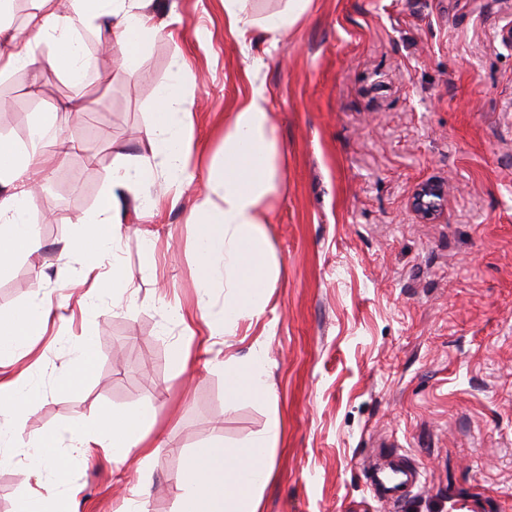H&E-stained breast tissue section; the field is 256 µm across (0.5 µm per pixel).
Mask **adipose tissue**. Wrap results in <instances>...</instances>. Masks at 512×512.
<instances>
[{
  "mask_svg": "<svg viewBox=\"0 0 512 512\" xmlns=\"http://www.w3.org/2000/svg\"><path fill=\"white\" fill-rule=\"evenodd\" d=\"M151 2L72 0L71 11L64 14L60 0H37V10L29 16L24 34L10 33L0 25V38L10 45L9 52L0 55V75L33 65L35 46L47 41L53 47L48 64L70 82H83L92 62L83 51L79 34L98 28L106 18L112 21L122 67L127 74H135L143 36L165 26L150 12ZM251 2L222 0L230 30L241 36L259 30L274 38L293 30L312 0H285L283 8L262 16L253 13ZM174 58L177 76L156 92L147 131L150 154H118L112 186L96 212L82 219L83 233L74 241V249L93 255L108 251L121 235V207L128 194L148 187L156 170H164L175 183L192 184L191 114L180 77L186 61L179 52ZM263 66L262 57H247L244 71L254 82L251 94L225 126L222 157L213 163L191 211L197 227L201 277L207 284H224V307L219 312H210L208 298L199 300L205 323L212 329L229 331L241 318L261 314L265 290L278 271L266 230L270 201L278 190L279 168L266 91L256 82ZM68 148L67 142L57 141L49 148L35 142L22 150L0 138V268L15 256L40 250L37 227L28 219L35 192L30 179L32 174L48 173ZM49 315V309L30 305L17 311L9 322L0 321V367L12 364L30 339L41 333ZM266 375V358L259 351L246 362L224 366L225 387L232 393L268 397ZM22 403L19 388L0 383V446L32 454L42 463H54L56 481H64L68 475L58 461V449L66 440L80 449L95 445L111 449L118 459L134 451L146 456L151 453L146 439L156 422L152 405L125 414L106 412L90 429L65 427L27 443L23 440ZM279 430L280 420L274 417L265 431L244 443L229 447L217 437L192 449L179 477L178 512H258V493L271 476L269 450L276 444Z\"/></svg>",
  "mask_w": 512,
  "mask_h": 512,
  "instance_id": "ef3b65f1",
  "label": "adipose tissue"
}]
</instances>
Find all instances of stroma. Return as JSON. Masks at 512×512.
Returning a JSON list of instances; mask_svg holds the SVG:
<instances>
[{
  "label": "stroma",
  "instance_id": "obj_1",
  "mask_svg": "<svg viewBox=\"0 0 512 512\" xmlns=\"http://www.w3.org/2000/svg\"><path fill=\"white\" fill-rule=\"evenodd\" d=\"M176 20L141 47L136 76L112 51V30L81 33L94 77L51 69L49 48L21 82L0 76V138L31 143L36 117L56 112L48 139L71 148L35 197L31 223L46 249L0 273V315L45 302L51 316L30 352L0 368L24 375L33 398L25 439L102 410L153 403L151 456L113 459L62 445L60 512H123L143 492L148 512H177L185 455L214 436L236 445L281 430L259 512H512V0H312L277 44L243 43L221 0H155ZM182 51L192 112V186L156 174V216L135 198L122 238L95 269L61 242L112 183L118 151L146 154L158 86ZM258 75L280 151L281 182L267 226L279 269L262 314L233 334L208 328L196 228L198 189L224 148V127ZM73 101L85 111H68ZM448 196L432 223L411 207L419 184ZM132 281L121 297L113 274ZM91 337L96 377L60 379ZM186 354L173 361L175 348ZM268 358L272 396L228 394L221 364ZM403 455L423 482L397 506L375 498L365 471ZM51 466L0 447V512L43 494Z\"/></svg>",
  "mask_w": 512,
  "mask_h": 512
}]
</instances>
